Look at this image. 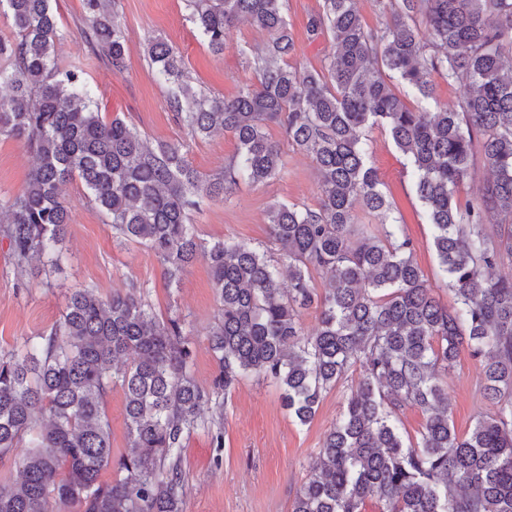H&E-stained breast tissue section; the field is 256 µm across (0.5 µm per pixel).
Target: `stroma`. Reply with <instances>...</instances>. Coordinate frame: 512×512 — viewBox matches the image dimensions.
<instances>
[{
    "label": "stroma",
    "mask_w": 512,
    "mask_h": 512,
    "mask_svg": "<svg viewBox=\"0 0 512 512\" xmlns=\"http://www.w3.org/2000/svg\"><path fill=\"white\" fill-rule=\"evenodd\" d=\"M116 4L127 39L125 67L120 71L92 56L81 39L86 25L84 0H52L58 25L66 34L55 54L61 65L82 68L104 120L122 118L153 142L189 141L187 129L167 103L166 85L150 74L145 48L152 37L164 39L179 52L198 91L231 98L254 82L248 61L256 48L267 42L265 33L246 23L237 24L227 36L223 54L217 55L191 22L188 0H116ZM321 4L322 0L285 2L294 43L291 65L320 66L333 50L330 40H313L308 35V22ZM368 138L381 189L404 219V233L414 244L416 262L434 295L443 304L455 306V294L439 270L432 227L423 217L406 157L385 129L373 128ZM189 143V159L204 174L222 170L237 151L236 140L229 133ZM282 150L286 168L280 177L259 186L240 184L230 200L210 203L194 215L196 233L204 244L243 241L265 249L270 245L265 215L270 203L316 207L320 188L311 158L287 143ZM33 163L22 143L0 137V203L21 191ZM63 192L70 219L62 272L35 271L26 280H17L8 245L0 241V350L48 331L74 289L91 285L108 297L137 284L143 301L160 318H185L195 378L202 388H211L218 366L207 334L219 301L206 262L196 261L185 271L179 287H168L152 250L113 243L111 226L86 200L80 182L66 184ZM358 377V371H350L325 393L315 416L304 425L288 413L276 384L253 373L242 377L222 398V442H214L204 425L183 442V512H291L296 493L309 478L323 441ZM443 380L457 433H469L480 417L494 413V406L483 394L480 363L468 350H461Z\"/></svg>",
    "instance_id": "stroma-1"
}]
</instances>
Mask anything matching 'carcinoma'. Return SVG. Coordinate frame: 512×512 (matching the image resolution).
Listing matches in <instances>:
<instances>
[{"label":"carcinoma","instance_id":"1","mask_svg":"<svg viewBox=\"0 0 512 512\" xmlns=\"http://www.w3.org/2000/svg\"><path fill=\"white\" fill-rule=\"evenodd\" d=\"M51 2L0 0L14 28L0 36V85L10 89L0 97V136L36 159L0 221L16 278L35 261L61 269L62 186L77 179L112 238L153 250L170 284L197 259L207 263L220 300L208 332L219 374L209 391L196 383L184 320L158 317L137 285L106 300L93 286L76 289L48 332L0 352V458L27 448L20 479H0V512H52L54 503L183 512L181 448L206 408L222 446L224 409L213 398L255 372L279 383L284 406L306 424L356 366L361 376L292 512H362L369 498L381 512H512V277L501 273L512 233L488 229L512 221V0H378L385 21L374 29L358 0H322L308 32L336 49L318 68L288 63L285 0H189L192 23L216 53L240 21L269 36L252 58L256 82L230 99L195 91L166 41L146 46L190 137L236 138L237 155L216 176L192 167L185 144H154L121 118H102L79 67L55 59L63 35ZM114 2L85 0L81 38L121 71L127 46ZM434 73L465 89L459 108L408 105L412 93L435 101ZM272 124L312 158L320 187L315 208L275 202L267 211L270 238L288 261L286 288L267 252L205 245L190 224L207 203L228 201L240 180L260 185L283 173ZM375 126L409 159L453 309L434 296L380 189L366 143ZM478 151L492 178L463 205L457 192ZM360 210L378 218L377 232L357 228ZM314 271L323 275L320 293ZM313 305L318 326L306 335L300 313ZM464 347L482 360L496 411L463 437L441 374ZM116 387L129 448L114 459L105 405ZM407 406L426 416L415 443L398 427ZM108 469L116 476L105 480Z\"/></svg>","mask_w":512,"mask_h":512}]
</instances>
